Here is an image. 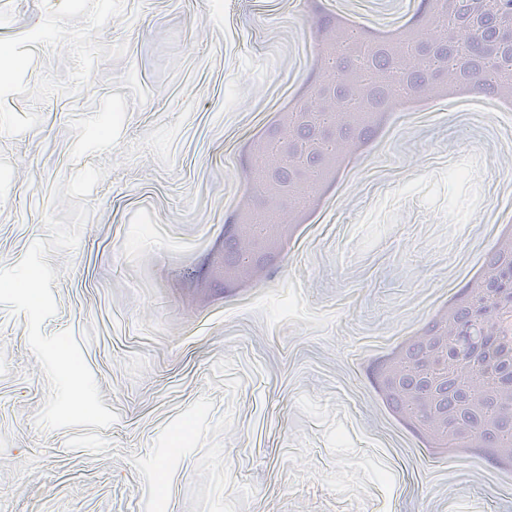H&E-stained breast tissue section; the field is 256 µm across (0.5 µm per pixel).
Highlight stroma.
<instances>
[{"instance_id": "obj_1", "label": "stroma", "mask_w": 512, "mask_h": 512, "mask_svg": "<svg viewBox=\"0 0 512 512\" xmlns=\"http://www.w3.org/2000/svg\"><path fill=\"white\" fill-rule=\"evenodd\" d=\"M299 0H0V269L49 239L53 188L104 178L48 264L107 428H49L27 317L0 305V512H512L494 460L392 422L372 365L475 264L512 208V128L399 121L263 285L211 286L227 204L309 77Z\"/></svg>"}]
</instances>
